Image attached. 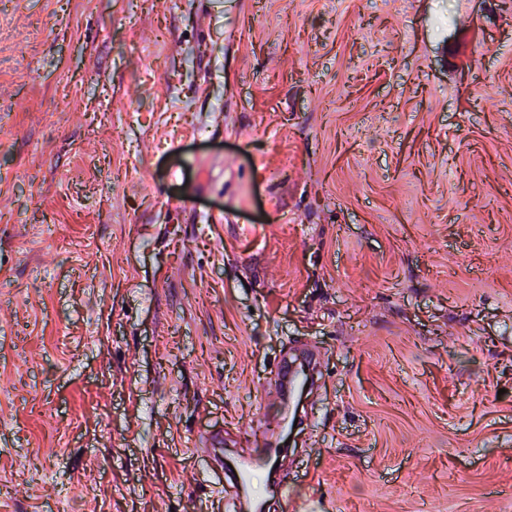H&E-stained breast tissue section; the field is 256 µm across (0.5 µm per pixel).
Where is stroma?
<instances>
[{"label":"stroma","instance_id":"1","mask_svg":"<svg viewBox=\"0 0 512 512\" xmlns=\"http://www.w3.org/2000/svg\"><path fill=\"white\" fill-rule=\"evenodd\" d=\"M304 351L286 485L512 512V0H0V512H226Z\"/></svg>","mask_w":512,"mask_h":512}]
</instances>
